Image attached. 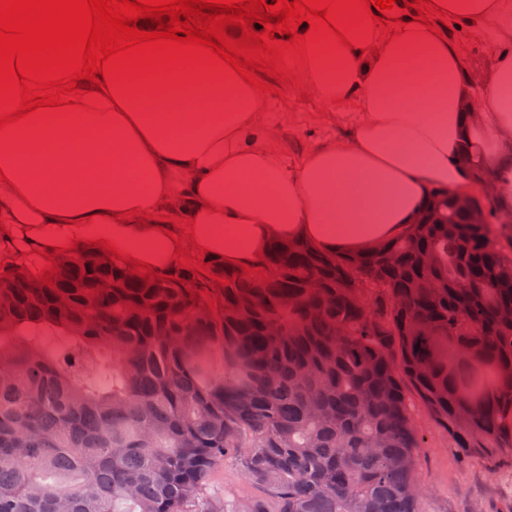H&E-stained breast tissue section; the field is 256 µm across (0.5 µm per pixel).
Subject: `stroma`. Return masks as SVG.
<instances>
[{
	"label": "stroma",
	"mask_w": 512,
	"mask_h": 512,
	"mask_svg": "<svg viewBox=\"0 0 512 512\" xmlns=\"http://www.w3.org/2000/svg\"><path fill=\"white\" fill-rule=\"evenodd\" d=\"M467 25H452L456 43L467 49V67L473 97L485 89L491 67L486 39L469 36ZM273 124L268 130L271 144L288 159H300L307 151L330 138H343L350 115L322 108L320 101H298L295 92L284 97L265 95ZM415 428L423 436L418 449L416 479L422 489L419 512H512V465L497 467L463 454L455 440L438 428L418 398H411ZM211 492L222 499L259 495L233 460L219 464L212 475Z\"/></svg>",
	"instance_id": "35a3bbf8"
}]
</instances>
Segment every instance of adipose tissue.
Masks as SVG:
<instances>
[{"mask_svg":"<svg viewBox=\"0 0 512 512\" xmlns=\"http://www.w3.org/2000/svg\"><path fill=\"white\" fill-rule=\"evenodd\" d=\"M498 42L484 97L466 109L465 56L413 23L371 62L370 24L310 45L303 81L324 103L344 99L357 118L348 138L291 162L261 131L264 100L226 67H199L116 83L85 95V109L48 122L30 115L0 132V259L71 240L114 241L125 258L158 270L177 246L159 221H126L139 208L195 217V233L225 267L254 264L273 243L304 241L343 256L370 253L405 230L430 189L464 188L470 144L512 204V0H434ZM190 196L163 203V193Z\"/></svg>","mask_w":512,"mask_h":512,"instance_id":"adipose-tissue-1","label":"adipose tissue"}]
</instances>
